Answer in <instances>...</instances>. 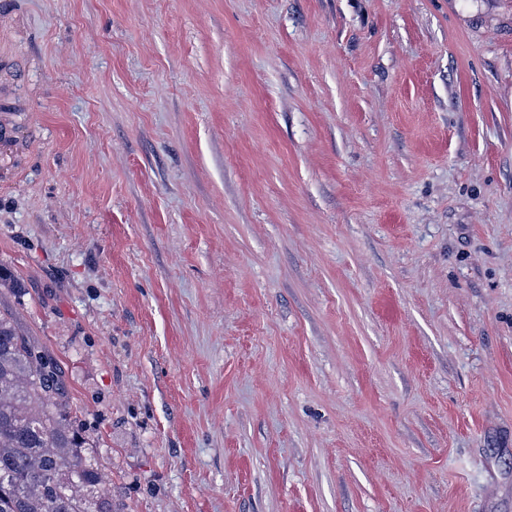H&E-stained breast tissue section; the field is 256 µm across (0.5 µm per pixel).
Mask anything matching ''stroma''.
I'll use <instances>...</instances> for the list:
<instances>
[{
	"mask_svg": "<svg viewBox=\"0 0 512 512\" xmlns=\"http://www.w3.org/2000/svg\"><path fill=\"white\" fill-rule=\"evenodd\" d=\"M0 96L120 512H512V0H0Z\"/></svg>",
	"mask_w": 512,
	"mask_h": 512,
	"instance_id": "35a3bbf8",
	"label": "stroma"
}]
</instances>
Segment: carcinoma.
Wrapping results in <instances>:
<instances>
[{"label": "carcinoma", "instance_id": "carcinoma-1", "mask_svg": "<svg viewBox=\"0 0 512 512\" xmlns=\"http://www.w3.org/2000/svg\"><path fill=\"white\" fill-rule=\"evenodd\" d=\"M56 365L0 308V512H120Z\"/></svg>", "mask_w": 512, "mask_h": 512}]
</instances>
